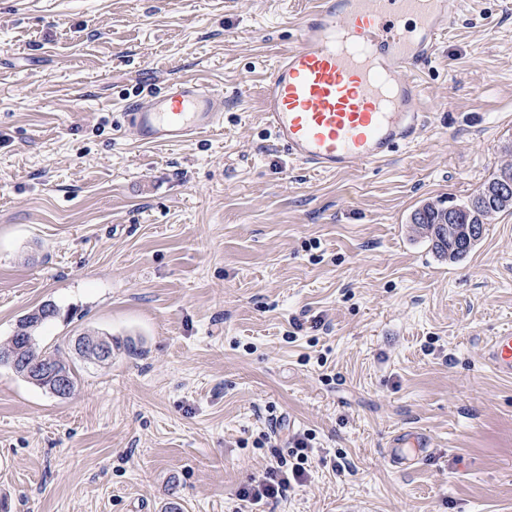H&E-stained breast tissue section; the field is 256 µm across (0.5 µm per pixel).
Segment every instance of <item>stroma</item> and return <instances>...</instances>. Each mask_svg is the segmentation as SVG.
<instances>
[{"label": "stroma", "mask_w": 512, "mask_h": 512, "mask_svg": "<svg viewBox=\"0 0 512 512\" xmlns=\"http://www.w3.org/2000/svg\"><path fill=\"white\" fill-rule=\"evenodd\" d=\"M313 0H0V342L52 302L56 397L0 368L9 512H512V211L462 262L408 223L512 164V12L457 0L414 145L319 173L274 142L270 66ZM195 79L221 125L140 142L125 103ZM112 336L110 363L70 341ZM416 430L431 445L393 468ZM311 435L307 479L239 493ZM485 359L495 373L512 378V328L497 331L485 347ZM423 448H427V439L423 434L417 431L402 432L394 438L388 448L389 461L394 466L411 464L419 457ZM410 453H414L413 458L409 457Z\"/></svg>", "instance_id": "35a3bbf8"}]
</instances>
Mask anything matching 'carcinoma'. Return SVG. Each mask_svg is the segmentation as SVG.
I'll list each match as a JSON object with an SVG mask.
<instances>
[{
  "instance_id": "obj_1",
  "label": "carcinoma",
  "mask_w": 512,
  "mask_h": 512,
  "mask_svg": "<svg viewBox=\"0 0 512 512\" xmlns=\"http://www.w3.org/2000/svg\"><path fill=\"white\" fill-rule=\"evenodd\" d=\"M505 175L512 180V164L500 168L460 204L440 207L425 203L416 208L410 217L411 232L428 239L437 256L451 263L463 261L482 239L485 224L497 214L512 210V189L505 194L499 193V180ZM58 314L54 304L46 303L23 316L17 327L24 329V335L31 337V345L23 348L12 336L0 343V366L10 369L14 360L21 364L40 359L64 371L70 388H75L77 377L70 365L54 354L39 350L37 344L41 328Z\"/></svg>"
}]
</instances>
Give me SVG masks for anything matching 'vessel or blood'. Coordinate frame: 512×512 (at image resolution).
Returning <instances> with one entry per match:
<instances>
[{
	"label": "vessel or blood",
	"instance_id": "vessel-or-blood-1",
	"mask_svg": "<svg viewBox=\"0 0 512 512\" xmlns=\"http://www.w3.org/2000/svg\"><path fill=\"white\" fill-rule=\"evenodd\" d=\"M448 0H315L300 42L269 70L263 107L277 144L309 169L367 168L415 143L424 122L414 74L433 58L451 27ZM124 121L140 140L172 143L224 121V94L184 79L147 101H132ZM495 373L512 378V328L485 347ZM415 431L397 435L393 465L426 448Z\"/></svg>",
	"mask_w": 512,
	"mask_h": 512
}]
</instances>
